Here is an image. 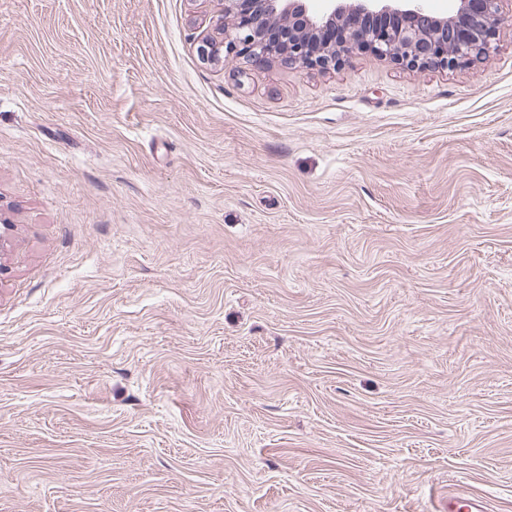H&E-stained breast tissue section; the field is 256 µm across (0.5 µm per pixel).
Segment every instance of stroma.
<instances>
[{
  "label": "stroma",
  "mask_w": 512,
  "mask_h": 512,
  "mask_svg": "<svg viewBox=\"0 0 512 512\" xmlns=\"http://www.w3.org/2000/svg\"><path fill=\"white\" fill-rule=\"evenodd\" d=\"M223 0H0V512H512V23L203 63Z\"/></svg>",
  "instance_id": "stroma-1"
}]
</instances>
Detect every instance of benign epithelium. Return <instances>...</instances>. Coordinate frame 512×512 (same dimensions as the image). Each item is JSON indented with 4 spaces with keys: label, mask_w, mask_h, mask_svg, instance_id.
Listing matches in <instances>:
<instances>
[{
    "label": "benign epithelium",
    "mask_w": 512,
    "mask_h": 512,
    "mask_svg": "<svg viewBox=\"0 0 512 512\" xmlns=\"http://www.w3.org/2000/svg\"><path fill=\"white\" fill-rule=\"evenodd\" d=\"M310 11L307 0H224L211 25L223 38L197 48L207 64L234 54L248 61L270 56L288 67L329 70L369 50L408 68L448 69L485 55L502 21L503 0H449L448 12L425 0H326Z\"/></svg>",
    "instance_id": "benign-epithelium-1"
}]
</instances>
